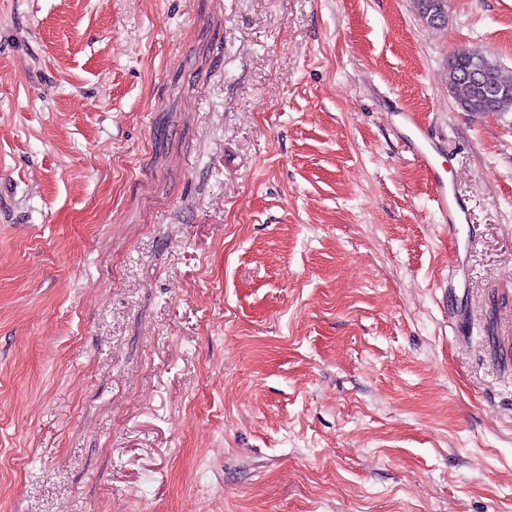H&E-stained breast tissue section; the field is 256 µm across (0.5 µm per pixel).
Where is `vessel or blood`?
I'll return each mask as SVG.
<instances>
[{
	"label": "vessel or blood",
	"instance_id": "obj_1",
	"mask_svg": "<svg viewBox=\"0 0 512 512\" xmlns=\"http://www.w3.org/2000/svg\"><path fill=\"white\" fill-rule=\"evenodd\" d=\"M402 125V137L407 148L429 175L434 201L443 223L449 229H456L465 219L467 209L461 199L448 193V179L444 174L443 164L438 160L439 147L429 137L425 125L416 113H403Z\"/></svg>",
	"mask_w": 512,
	"mask_h": 512
}]
</instances>
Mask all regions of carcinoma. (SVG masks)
Listing matches in <instances>:
<instances>
[{"instance_id":"1","label":"carcinoma","mask_w":512,"mask_h":512,"mask_svg":"<svg viewBox=\"0 0 512 512\" xmlns=\"http://www.w3.org/2000/svg\"><path fill=\"white\" fill-rule=\"evenodd\" d=\"M417 4L420 17L426 24L433 27L445 24V0H417ZM479 65L491 75L490 82L471 74L473 63L468 49L460 48L448 57V87L459 92L458 103L461 109L473 114H484L512 108V71L487 56Z\"/></svg>"}]
</instances>
